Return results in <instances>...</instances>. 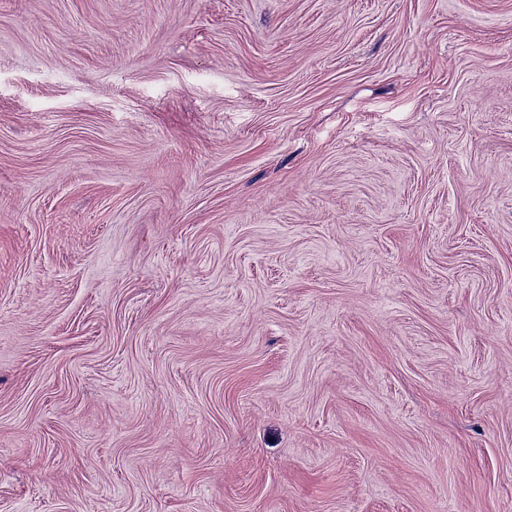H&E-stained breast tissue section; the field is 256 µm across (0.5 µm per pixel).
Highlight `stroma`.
Returning <instances> with one entry per match:
<instances>
[{
  "label": "stroma",
  "mask_w": 512,
  "mask_h": 512,
  "mask_svg": "<svg viewBox=\"0 0 512 512\" xmlns=\"http://www.w3.org/2000/svg\"><path fill=\"white\" fill-rule=\"evenodd\" d=\"M0 512H512V0H0Z\"/></svg>",
  "instance_id": "obj_1"
}]
</instances>
